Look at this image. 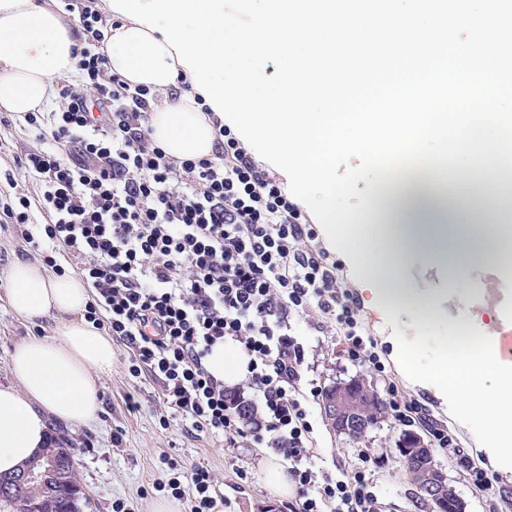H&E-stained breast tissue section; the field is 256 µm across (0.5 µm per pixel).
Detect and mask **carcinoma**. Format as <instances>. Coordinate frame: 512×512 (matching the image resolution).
<instances>
[{"label": "carcinoma", "instance_id": "cac0c4a2", "mask_svg": "<svg viewBox=\"0 0 512 512\" xmlns=\"http://www.w3.org/2000/svg\"><path fill=\"white\" fill-rule=\"evenodd\" d=\"M348 413L351 417L366 416L372 426L357 433H348L346 438L354 443H361L388 414L387 403L379 390L371 383L357 379L356 386L345 400ZM401 468L405 478L415 487L417 497L428 507L429 512H447L449 508H456L462 512L464 504L453 488H448L445 502H435L428 498L423 486L427 469L422 464H409L405 457H400ZM82 491V483L74 462L62 460V468L58 476L45 483L30 482L10 487V493L5 499H0V505L10 509L14 506L24 512H62L65 497L72 491Z\"/></svg>", "mask_w": 512, "mask_h": 512}]
</instances>
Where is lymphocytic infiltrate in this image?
<instances>
[{
	"mask_svg": "<svg viewBox=\"0 0 512 512\" xmlns=\"http://www.w3.org/2000/svg\"><path fill=\"white\" fill-rule=\"evenodd\" d=\"M73 20L79 82L56 80V107L28 112V140L0 139V224L11 225L30 258L90 288L83 317L121 349L131 380L157 388L161 426L177 419L228 454L269 448L288 464L294 486L287 512H386L369 468H315L314 428L300 385L306 353L299 327L333 336L349 358L386 380L383 396L399 425L425 427L487 512H512L484 469L446 425L386 379V367L360 320L353 289L329 263L308 213L283 182L220 119L214 152L176 158L154 140L155 109L188 92L186 79L153 89L111 71L101 48L108 23L95 0ZM39 231H31L34 215ZM248 356L243 384L260 415L246 425L230 390L208 370L217 342ZM153 488L186 512H224L215 472L201 461L160 459Z\"/></svg>",
	"mask_w": 512,
	"mask_h": 512,
	"instance_id": "f902f5d3",
	"label": "lymphocytic infiltrate"
}]
</instances>
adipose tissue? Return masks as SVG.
<instances>
[{
  "instance_id": "adipose-tissue-1",
  "label": "adipose tissue",
  "mask_w": 512,
  "mask_h": 512,
  "mask_svg": "<svg viewBox=\"0 0 512 512\" xmlns=\"http://www.w3.org/2000/svg\"><path fill=\"white\" fill-rule=\"evenodd\" d=\"M80 36L55 8L54 0H0V110L18 115L43 108L51 80L74 72ZM109 64L133 84L166 89L183 67L162 33L123 19L106 43ZM155 140L178 158L212 155L215 130L192 96L155 110ZM512 187L484 169L460 181L451 170L408 166L381 175L368 213L380 221L376 238L355 252V273L385 315L409 311L415 335L426 321L445 318L463 335L478 331L482 346L462 359L428 357L422 378L501 447L496 464L512 467V366L489 352L496 323L472 326L468 296L448 312L430 288H413L398 269L412 255L449 276L477 265L499 266L511 254L499 236L477 232L478 223L500 220V200ZM7 299L19 316L54 318L53 334L19 342L11 355L13 382L0 386V473L15 470L47 441L50 422H85L100 410L99 378L111 373L115 353L110 337L84 321L88 288L76 275L58 276L40 264L18 262L9 271ZM207 366L225 384L248 372V358L233 342L214 346Z\"/></svg>"
}]
</instances>
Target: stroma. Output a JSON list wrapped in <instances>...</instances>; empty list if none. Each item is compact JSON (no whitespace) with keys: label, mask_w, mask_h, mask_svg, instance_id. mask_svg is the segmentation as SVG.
<instances>
[{"label":"stroma","mask_w":512,"mask_h":512,"mask_svg":"<svg viewBox=\"0 0 512 512\" xmlns=\"http://www.w3.org/2000/svg\"><path fill=\"white\" fill-rule=\"evenodd\" d=\"M328 255L336 262L340 277L356 290L363 323L376 340L379 354L400 390L425 404L437 420L447 424L459 446L468 449L494 485L512 498V472L505 473L494 466L493 450L484 438L460 419L449 403L422 378L411 376L403 369L397 356L396 339L408 335L407 323L376 314L368 292L355 277L347 254L332 248ZM477 272V267L472 266L463 278L450 280L418 258L412 259L405 270L413 287L442 288L451 294L461 292L474 281ZM53 327L54 321L50 318L32 322L18 317L8 305L6 289L0 288V386L12 382L10 354L14 346L33 337L35 329L49 331ZM301 341L308 363L302 381L303 392L320 390L330 383L357 376L375 382L373 372L366 365L352 362L335 337L305 335ZM134 389L144 402L143 410L137 414L128 413L124 408L126 394ZM155 393L156 387L151 382L132 383L123 363L118 361L100 382L104 404L94 419L74 424L51 422L50 432L67 438L76 450V467L87 496L84 512H114L120 504L125 505L128 512H154L156 503L164 498L163 493L151 486L163 453L179 460L201 461L215 470L223 484L227 512H284V499L273 496L264 483L262 464L268 455L267 449H242L240 459L236 460L215 441L186 432L180 421H171L169 428H161L150 406ZM309 410L321 453L317 462L320 469L334 471L340 461L357 466L363 453H370L379 459L372 467V474L376 491L387 502L389 512H426L398 466L397 444L404 433L403 427L388 418L371 431L365 442L354 443L329 428L319 400H311ZM118 429L124 437L122 447L116 448L112 445V434ZM241 462L247 464L250 472L246 483L235 474Z\"/></svg>","instance_id":"stroma-1"}]
</instances>
